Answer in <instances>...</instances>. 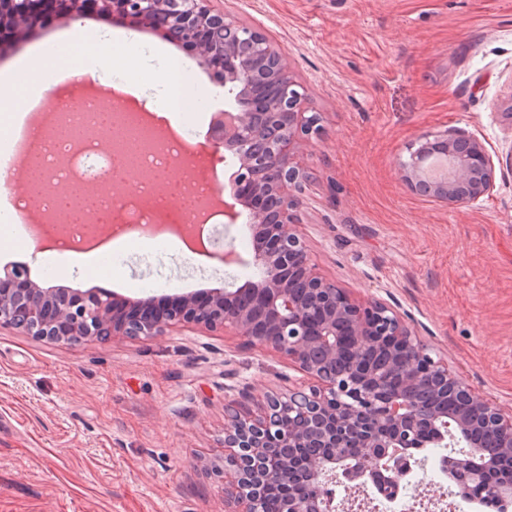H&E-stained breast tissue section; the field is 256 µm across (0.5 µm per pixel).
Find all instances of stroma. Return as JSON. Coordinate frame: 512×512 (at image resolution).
I'll return each instance as SVG.
<instances>
[{"label": "stroma", "mask_w": 512, "mask_h": 512, "mask_svg": "<svg viewBox=\"0 0 512 512\" xmlns=\"http://www.w3.org/2000/svg\"><path fill=\"white\" fill-rule=\"evenodd\" d=\"M284 51L319 117L302 162L298 231L327 279L403 317L448 372L512 410V0H218ZM64 17L0 49V71L100 26ZM479 139L491 192L462 207L411 192L398 169L420 138ZM24 241L0 276L144 297L106 265L44 273ZM278 354L234 333L62 345L0 329V512H224L207 463L228 407L307 388Z\"/></svg>", "instance_id": "stroma-1"}]
</instances>
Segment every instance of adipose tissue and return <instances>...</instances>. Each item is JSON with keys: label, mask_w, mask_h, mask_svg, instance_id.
I'll return each instance as SVG.
<instances>
[{"label": "adipose tissue", "mask_w": 512, "mask_h": 512, "mask_svg": "<svg viewBox=\"0 0 512 512\" xmlns=\"http://www.w3.org/2000/svg\"><path fill=\"white\" fill-rule=\"evenodd\" d=\"M102 261L109 262L119 273L127 274L134 269L143 271L144 276L137 284L151 290L176 288L180 275L190 269L198 268L208 275L218 269L214 263L200 264L196 254L177 243L124 236L101 249L76 256L70 264V272L84 277L89 267Z\"/></svg>", "instance_id": "ef3b65f1"}]
</instances>
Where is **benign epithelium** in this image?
I'll return each instance as SVG.
<instances>
[{"instance_id":"benign-epithelium-1","label":"benign epithelium","mask_w":512,"mask_h":512,"mask_svg":"<svg viewBox=\"0 0 512 512\" xmlns=\"http://www.w3.org/2000/svg\"><path fill=\"white\" fill-rule=\"evenodd\" d=\"M101 15L148 26L189 50L213 80L230 86L236 106L215 113L208 136L232 165L224 218L248 212L252 264L258 276L237 288L154 297L44 288L27 273L0 277V328L69 345L99 336H160L175 326L232 330L291 361L314 385L271 393L253 415L245 404L224 425V466L217 470L231 512H263L257 484L290 486L283 512H327L336 473L347 487L395 502L423 462L414 448L462 441L466 458H438L455 495L486 479L500 454L512 456V414L448 374L403 319L385 305L354 303L312 262L299 223L298 192L310 178L301 157L318 117L282 50L261 31L210 7L211 0H53L71 22L84 2ZM42 0H0V25L18 34L35 24ZM441 150L455 162L452 178L430 183L425 164ZM411 190L467 205L495 184L493 160L477 139L444 132L426 137L398 170ZM458 406L448 409V393ZM429 425L422 440L418 431Z\"/></svg>"}]
</instances>
